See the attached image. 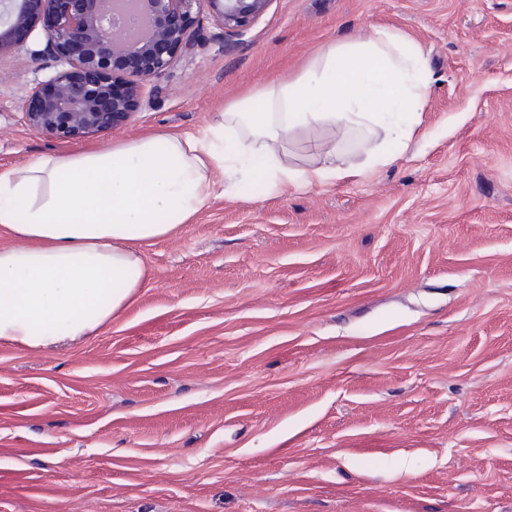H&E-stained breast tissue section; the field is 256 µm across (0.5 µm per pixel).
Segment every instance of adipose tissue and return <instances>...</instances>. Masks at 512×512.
Returning <instances> with one entry per match:
<instances>
[{"label": "adipose tissue", "instance_id": "obj_1", "mask_svg": "<svg viewBox=\"0 0 512 512\" xmlns=\"http://www.w3.org/2000/svg\"><path fill=\"white\" fill-rule=\"evenodd\" d=\"M429 87L421 47L383 28L332 42L298 72L225 104L196 134L157 133L71 156L40 155L0 172V342L43 347L86 337L128 306L146 278L140 243L189 223L218 180H260L266 193L359 176L340 149L366 132L372 164L411 141ZM326 133L299 166L298 130Z\"/></svg>", "mask_w": 512, "mask_h": 512}]
</instances>
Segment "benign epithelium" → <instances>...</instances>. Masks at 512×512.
Wrapping results in <instances>:
<instances>
[{
  "instance_id": "1",
  "label": "benign epithelium",
  "mask_w": 512,
  "mask_h": 512,
  "mask_svg": "<svg viewBox=\"0 0 512 512\" xmlns=\"http://www.w3.org/2000/svg\"><path fill=\"white\" fill-rule=\"evenodd\" d=\"M271 0H134L151 36L132 41L130 18H107L103 0H0V51L48 55L58 69L31 91L23 114L37 133L79 140L131 118L142 86L179 62L190 27L210 10L228 32H242Z\"/></svg>"
}]
</instances>
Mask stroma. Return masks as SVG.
<instances>
[{
  "instance_id": "obj_1",
  "label": "stroma",
  "mask_w": 512,
  "mask_h": 512,
  "mask_svg": "<svg viewBox=\"0 0 512 512\" xmlns=\"http://www.w3.org/2000/svg\"><path fill=\"white\" fill-rule=\"evenodd\" d=\"M379 28L430 76L394 162L216 187L95 334L0 342V512H512V0H271L240 33L206 12L131 120L73 143L23 116L54 59L1 53L0 171L202 130Z\"/></svg>"
}]
</instances>
